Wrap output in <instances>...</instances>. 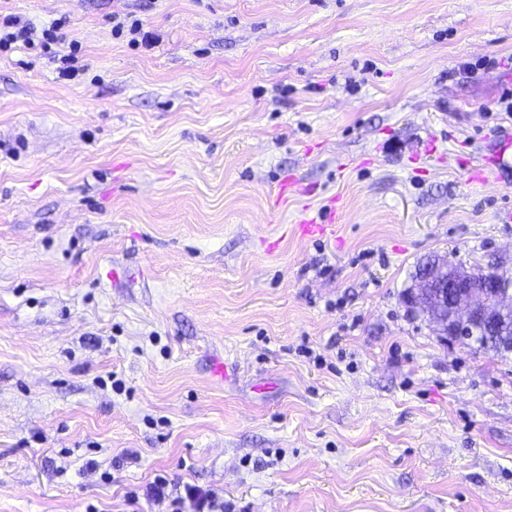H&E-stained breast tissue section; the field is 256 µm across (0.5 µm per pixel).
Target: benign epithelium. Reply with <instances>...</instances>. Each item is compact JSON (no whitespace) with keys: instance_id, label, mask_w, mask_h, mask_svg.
<instances>
[{"instance_id":"benign-epithelium-1","label":"benign epithelium","mask_w":512,"mask_h":512,"mask_svg":"<svg viewBox=\"0 0 512 512\" xmlns=\"http://www.w3.org/2000/svg\"><path fill=\"white\" fill-rule=\"evenodd\" d=\"M405 302L430 308V325L446 341H470L479 322L512 316L511 292L480 286L467 269L450 268L446 260L412 285Z\"/></svg>"}]
</instances>
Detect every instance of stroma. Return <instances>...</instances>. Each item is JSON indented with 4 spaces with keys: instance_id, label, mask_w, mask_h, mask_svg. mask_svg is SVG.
<instances>
[{
    "instance_id": "obj_1",
    "label": "stroma",
    "mask_w": 512,
    "mask_h": 512,
    "mask_svg": "<svg viewBox=\"0 0 512 512\" xmlns=\"http://www.w3.org/2000/svg\"><path fill=\"white\" fill-rule=\"evenodd\" d=\"M0 12L80 66L0 53V512H512V358L403 302L512 261V0ZM147 24L141 18L125 16L123 18L112 16V32L116 35L123 34L125 28L133 36L130 42L134 45H141L145 49H151L158 41L159 36L146 27Z\"/></svg>"
}]
</instances>
